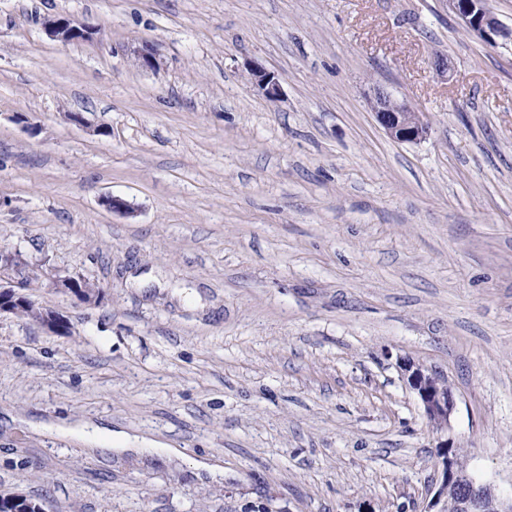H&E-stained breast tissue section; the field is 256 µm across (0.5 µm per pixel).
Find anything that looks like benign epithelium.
Listing matches in <instances>:
<instances>
[{"label":"benign epithelium","instance_id":"benign-epithelium-1","mask_svg":"<svg viewBox=\"0 0 512 512\" xmlns=\"http://www.w3.org/2000/svg\"><path fill=\"white\" fill-rule=\"evenodd\" d=\"M448 8L468 32L485 43L494 44L498 38L509 37V31L487 7L486 0H448ZM44 28L62 43L89 41L97 33V26L90 20L68 17L47 19ZM250 80L269 101H276L282 95L279 78L261 67L251 70ZM370 104L378 123L390 137L411 143L427 138L429 125L421 113L380 90L374 93ZM10 271L23 275L15 256L0 250V314L14 312L10 301L24 298L14 289L13 280L8 277ZM34 321L55 332L64 328L63 320L48 309L36 315ZM399 368L405 383L417 396L424 416L438 433L436 448L441 459V479L425 512H436V505L452 491L457 495V512H512V498H503L492 485L477 481L453 451L454 439L449 432L456 400L445 377L409 359L401 360Z\"/></svg>","mask_w":512,"mask_h":512}]
</instances>
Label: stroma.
I'll return each instance as SVG.
<instances>
[{
	"instance_id": "35a3bbf8",
	"label": "stroma",
	"mask_w": 512,
	"mask_h": 512,
	"mask_svg": "<svg viewBox=\"0 0 512 512\" xmlns=\"http://www.w3.org/2000/svg\"><path fill=\"white\" fill-rule=\"evenodd\" d=\"M53 16L98 32L61 43ZM378 88L426 139L386 134ZM0 247L69 324L0 315V493L424 512L436 434L407 358L451 387L469 471L512 496V41L444 0H0ZM251 83L264 95L269 101H277L282 95L280 80L275 74L267 72L261 67L251 69Z\"/></svg>"
}]
</instances>
